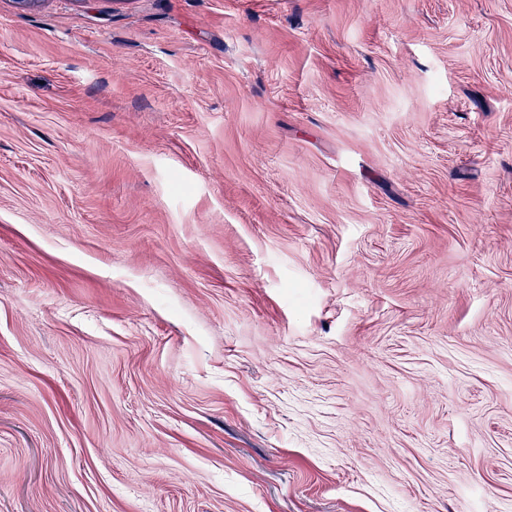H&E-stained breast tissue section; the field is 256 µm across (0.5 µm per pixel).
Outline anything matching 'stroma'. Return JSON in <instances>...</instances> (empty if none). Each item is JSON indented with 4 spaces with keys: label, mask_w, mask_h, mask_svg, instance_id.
<instances>
[{
    "label": "stroma",
    "mask_w": 512,
    "mask_h": 512,
    "mask_svg": "<svg viewBox=\"0 0 512 512\" xmlns=\"http://www.w3.org/2000/svg\"><path fill=\"white\" fill-rule=\"evenodd\" d=\"M0 512H512V0H0Z\"/></svg>",
    "instance_id": "stroma-1"
}]
</instances>
